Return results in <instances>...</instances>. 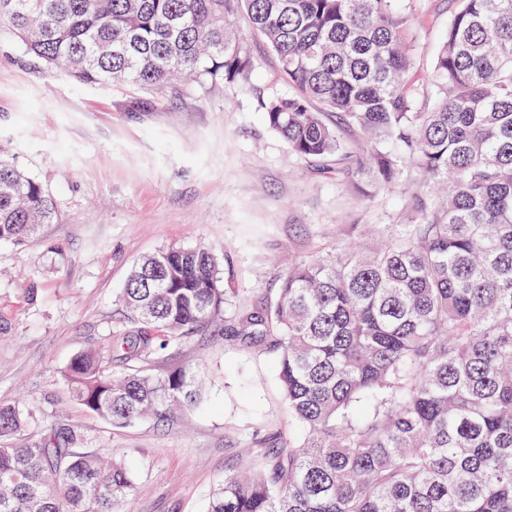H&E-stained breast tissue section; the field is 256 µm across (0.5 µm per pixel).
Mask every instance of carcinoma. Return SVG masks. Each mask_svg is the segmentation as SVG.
Here are the masks:
<instances>
[{"label": "carcinoma", "instance_id": "cac0c4a2", "mask_svg": "<svg viewBox=\"0 0 512 512\" xmlns=\"http://www.w3.org/2000/svg\"><path fill=\"white\" fill-rule=\"evenodd\" d=\"M396 2L0 0V22L46 67L146 89L176 75L249 84V41L231 24L243 12L294 88L261 101L293 155L344 160L375 192L410 170L426 187L408 223L292 262L274 303L224 317V336L273 356L301 433L253 449L208 512H512V0H451L426 80ZM327 112L365 152L347 151ZM55 216L42 185L0 157V240ZM233 299L203 248L139 260L122 330L63 372L72 399L118 427L194 408L193 367L147 365ZM22 426L0 404V512H122L135 490L125 461L74 447L71 430L11 443Z\"/></svg>", "mask_w": 512, "mask_h": 512}]
</instances>
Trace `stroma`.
<instances>
[{
	"instance_id": "1",
	"label": "stroma",
	"mask_w": 512,
	"mask_h": 512,
	"mask_svg": "<svg viewBox=\"0 0 512 512\" xmlns=\"http://www.w3.org/2000/svg\"><path fill=\"white\" fill-rule=\"evenodd\" d=\"M416 70L429 75L448 27V0H409ZM254 79L151 90L89 86L47 69L0 30V149L54 198L57 219L17 245L0 241V403L19 405L16 443L49 429L107 449L136 479L128 512H206L213 490L257 442L287 440L271 356L224 335V318L158 356L165 374L195 367L199 406L168 421L115 427L69 395L72 357L119 329V302L138 258L166 245L208 248L239 304L273 301L289 261L362 226L407 220L403 196L365 197L360 182L291 155L266 124L262 97L288 94L279 62L250 37Z\"/></svg>"
}]
</instances>
